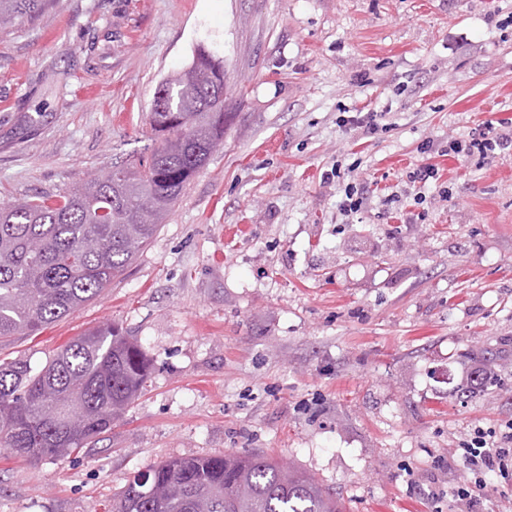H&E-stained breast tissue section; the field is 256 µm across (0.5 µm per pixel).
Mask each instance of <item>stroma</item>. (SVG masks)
Instances as JSON below:
<instances>
[{
	"label": "stroma",
	"instance_id": "35a3bbf8",
	"mask_svg": "<svg viewBox=\"0 0 512 512\" xmlns=\"http://www.w3.org/2000/svg\"><path fill=\"white\" fill-rule=\"evenodd\" d=\"M512 0H56L0 34V203L58 195L148 146L161 81L197 46L234 113L123 276L0 343L40 367L106 323L152 374L79 454L0 447V512H112L176 457L266 453L346 512H503L512 473L459 500L464 449L512 422ZM467 50H460V42ZM378 111L372 135L341 126ZM437 180L416 188L422 164ZM361 212L339 207L346 184ZM487 373L473 387L475 369ZM487 133L481 132L479 135H472L467 140H460L450 138L448 139V151L449 154L461 156L465 158L478 156V159L482 162H488L497 157L498 153L496 150H505L512 147V132H497L494 134L495 128L492 124L486 125ZM493 133L492 136L490 134Z\"/></svg>",
	"mask_w": 512,
	"mask_h": 512
}]
</instances>
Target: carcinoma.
<instances>
[{
  "mask_svg": "<svg viewBox=\"0 0 512 512\" xmlns=\"http://www.w3.org/2000/svg\"><path fill=\"white\" fill-rule=\"evenodd\" d=\"M54 0H0V32ZM224 61L200 47L151 107L153 146L56 197L0 205V339L33 335L99 296L154 237L191 178L224 143L229 112L206 102ZM152 364L107 324L40 369L0 364V447L34 462L80 452L138 398ZM112 512H343L310 475L259 454L174 458L134 476Z\"/></svg>",
  "mask_w": 512,
  "mask_h": 512,
  "instance_id": "1",
  "label": "carcinoma"
}]
</instances>
